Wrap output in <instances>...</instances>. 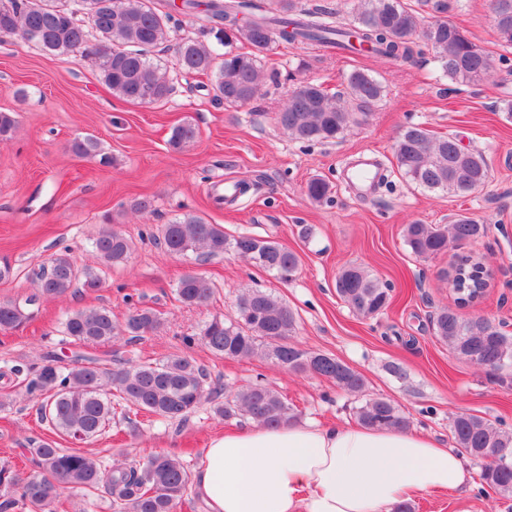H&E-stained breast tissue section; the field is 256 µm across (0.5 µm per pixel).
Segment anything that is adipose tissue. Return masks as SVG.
Masks as SVG:
<instances>
[{
	"mask_svg": "<svg viewBox=\"0 0 512 512\" xmlns=\"http://www.w3.org/2000/svg\"><path fill=\"white\" fill-rule=\"evenodd\" d=\"M469 479L453 450L418 431L255 424L210 441L194 490L208 512H390Z\"/></svg>",
	"mask_w": 512,
	"mask_h": 512,
	"instance_id": "adipose-tissue-1",
	"label": "adipose tissue"
}]
</instances>
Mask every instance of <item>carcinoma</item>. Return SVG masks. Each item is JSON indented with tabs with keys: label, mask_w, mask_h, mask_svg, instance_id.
Returning <instances> with one entry per match:
<instances>
[{
	"label": "carcinoma",
	"mask_w": 512,
	"mask_h": 512,
	"mask_svg": "<svg viewBox=\"0 0 512 512\" xmlns=\"http://www.w3.org/2000/svg\"><path fill=\"white\" fill-rule=\"evenodd\" d=\"M162 0H0V38L18 37L43 50L72 54L94 63L103 81L120 97L141 104L168 99L172 82L153 62L152 53L169 41L170 32L181 23L161 9ZM453 0H352L353 20L341 23L332 14L304 11L299 0H210L207 11L214 25L202 34L213 35L221 44L238 42L245 52L220 54L204 40L182 39L174 44L176 64L184 74L210 76L213 98L227 107L251 102L264 78L263 55L270 46L316 43L338 50L354 43L368 45L367 51L393 63L412 64L428 50L442 73L458 84L477 85L474 72L492 61L489 51L476 44L467 31L455 24L438 27L435 21L448 18ZM384 96V86L364 71L347 78L349 104L321 85L307 83L297 97H288L275 115L277 125L295 140L335 141L366 119ZM196 129L186 123L175 127L169 144L175 149L193 141ZM452 135L437 136L425 127H406L394 143V157L402 178L426 190L456 195L477 189L489 178L487 158L474 151L458 157L451 151ZM71 152L94 158L99 142L93 136L75 139ZM332 186L314 177L306 194L320 203L330 197ZM482 224L460 216L448 225L414 222L402 228L410 253L430 259L448 254L451 243L477 238ZM157 244L171 254H196L203 260L232 251L265 269L281 282L293 279L300 259L296 252L277 241L243 233L230 236L204 218L186 214L161 227ZM94 252L105 266L124 264L131 240L119 230L105 228L93 241ZM37 293L25 302L0 303V330L14 329L32 318L30 305L41 297H58L74 288L96 291L101 275L92 267L80 268L64 249L48 264L33 272ZM482 262L462 259L455 267L453 288L457 299L475 301L486 286ZM339 298L357 314L374 317L391 304L389 284L356 265L336 274ZM176 299L185 306H203L213 295L210 281L199 273H188L178 282ZM162 325L157 313L133 306L122 323L105 307L79 309L66 315L63 333L78 345H98L119 340L142 339ZM295 313L272 293L248 288L238 297L235 317H214L196 338L213 354L224 358L263 356L290 372L327 378L341 390L354 395L365 392V377L342 360L302 349L294 341ZM435 338L453 353L487 376L508 383L512 369V336L490 319L477 316L461 319L451 309H442L433 319ZM187 337L186 342L196 340ZM11 373L23 378L30 399L40 403V413L53 429L78 442H88L109 426L114 406L145 411L164 420L184 421L204 401L214 400L218 388L208 382V373L187 355H172L158 362L134 363L114 369L96 360L83 365H62L47 356L37 368L15 365ZM221 418L238 415L264 425L288 424L297 413L276 390L255 383L236 391L224 390V403L214 407ZM360 424L377 429L407 430L411 418L394 401L371 397L356 408ZM457 451L480 463L479 480L485 493L512 496V462L487 466L483 456L490 448H511L512 431L488 420L459 412L450 421ZM33 452L40 471L22 478L10 466L0 467V489L19 494L29 512H47L66 489L90 491L104 487L116 512H176L192 483L188 465L180 458L159 453L134 465L105 466L95 456L44 442Z\"/></svg>",
	"instance_id": "carcinoma-1"
}]
</instances>
